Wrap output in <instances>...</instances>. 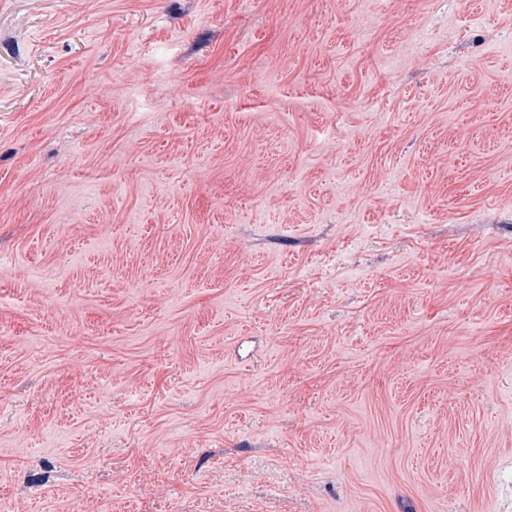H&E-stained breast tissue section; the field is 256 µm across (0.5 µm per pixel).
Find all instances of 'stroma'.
Instances as JSON below:
<instances>
[{"mask_svg":"<svg viewBox=\"0 0 512 512\" xmlns=\"http://www.w3.org/2000/svg\"><path fill=\"white\" fill-rule=\"evenodd\" d=\"M0 512H512V0H0Z\"/></svg>","mask_w":512,"mask_h":512,"instance_id":"1","label":"stroma"}]
</instances>
